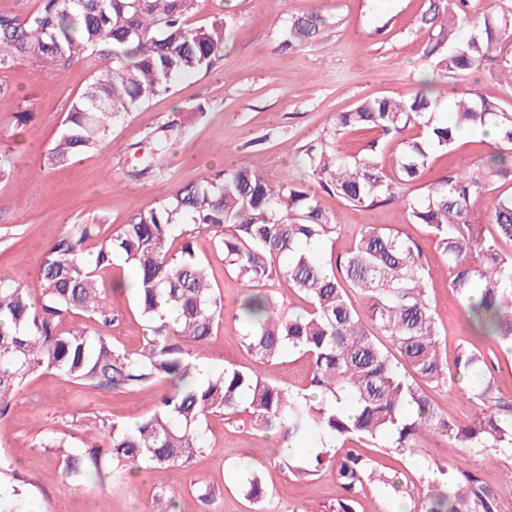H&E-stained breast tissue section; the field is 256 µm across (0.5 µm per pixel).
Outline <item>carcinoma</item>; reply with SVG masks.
I'll use <instances>...</instances> for the list:
<instances>
[{"label": "carcinoma", "mask_w": 512, "mask_h": 512, "mask_svg": "<svg viewBox=\"0 0 512 512\" xmlns=\"http://www.w3.org/2000/svg\"><path fill=\"white\" fill-rule=\"evenodd\" d=\"M470 0H428L419 17L432 38L422 50L431 78L407 96H376L334 115L332 129L305 145L302 166L319 186L363 212L397 203L422 224L454 270L455 294L472 332L512 352V194L492 198L481 218L472 199L512 183V109L485 91L465 92L441 111L433 84L454 88L484 69L490 79L512 84V13L491 6L475 16ZM199 0H40L24 21L0 17V69L21 55L67 68L88 55L103 66L69 106L43 168L66 164L106 144L116 122L170 89L180 76L209 71L223 56L232 29L223 18L190 29ZM325 24L313 12L288 20V46L308 44ZM497 131L498 152L481 171L455 170L422 183L433 157L446 154L464 130ZM171 120L150 135L152 148L139 173L161 166L166 144L179 132ZM353 130L378 134L364 152L342 147ZM105 220L67 224L43 254L40 295L23 284L0 288V422L23 384L41 370L79 385L106 390L156 392L155 411L130 428L95 416L96 441L61 454L65 475L81 483L122 475L129 462L148 467H185L200 453L199 427L209 415L243 413L258 431L281 435L288 446L272 449L279 465L309 477L335 469L343 497L329 512H355V496L367 483L414 498L400 472H382L352 446L388 442L413 454L429 432L452 448L512 453V401L495 397L484 355L467 346L454 361L488 411L462 425L439 415L416 379L439 383L450 375L440 352V330L429 296L430 272L420 245L397 230L368 224L352 250L317 261L319 247L340 233L333 214L300 185L268 183L244 167L224 168L174 188L133 214L121 229L103 234ZM215 230L210 245L224 253L225 267L249 289L239 308L240 344L258 367L201 368L181 342L203 346L223 318L208 269L197 248L203 229ZM180 241V248L172 250ZM96 242L94 265L85 244ZM120 257L132 273L145 320V344L131 357L100 332L118 320L100 271ZM274 288H291L304 302L297 312L272 299ZM366 300L358 310L350 295ZM73 315L70 329L60 324ZM387 343H382L380 337ZM308 357L312 377L305 392H292L263 375L260 366L287 353ZM349 444L342 455L327 441ZM246 496H267L249 465ZM449 476L452 491L418 497L419 512H498L490 491L461 467ZM20 494L24 480L0 464V482Z\"/></svg>", "instance_id": "obj_1"}]
</instances>
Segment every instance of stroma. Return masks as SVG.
<instances>
[{
    "mask_svg": "<svg viewBox=\"0 0 512 512\" xmlns=\"http://www.w3.org/2000/svg\"><path fill=\"white\" fill-rule=\"evenodd\" d=\"M424 5L425 0H201L189 26H204L217 17L230 18L233 26L224 55L212 70L179 78L171 92L155 96L115 124L103 151L49 170L42 167L44 156L69 104L85 90L99 63L90 56L57 70L32 56L16 58L0 71V86L7 90L0 98V151H10L16 162L12 176L0 181V287L23 283L38 291L41 258L65 225L99 216L112 233L175 187L225 165L248 167L269 183L287 177L315 193L340 226L334 253L347 252L366 224L394 228L415 239L430 266V297L443 358L454 361L459 347L476 344L498 395L512 400V354L494 341L473 340L460 303L448 288L452 270L426 228L411 223L398 205L359 211L320 191L297 164L305 145L331 128L336 113L367 97L416 88L425 69L422 49L431 37L417 22ZM314 10L326 18L318 36L309 45L281 49L288 17ZM18 112L32 113L31 122L18 124ZM174 118L184 120L186 130L170 140L164 173L128 178V170L138 163L136 144ZM482 152L471 134L460 135L452 152L435 156L427 181L477 167ZM202 252L224 311L209 343L198 350L197 362L210 372L229 363L254 367V358L239 343L243 327L233 318L244 288L226 271L222 253L207 246ZM101 276L121 315L108 334L114 345L136 355L145 344V321L133 293L120 288L131 274L117 258ZM266 371L292 391H305L310 384V364L298 354L283 356ZM422 389L438 414L460 423L472 420L482 408L461 379L426 383ZM155 407L154 396L146 392L80 386L52 372L32 376L0 422V461L28 481L22 512H144L159 494L175 498L178 512H327L342 495L330 469L298 478L279 466L268 451L282 446L281 437L255 430L242 415L209 416L200 430L203 451L189 467L156 469L140 463L122 478L102 484L66 483L58 449L39 445L42 438L58 436L80 448L95 436V415L129 424ZM364 453L379 470L402 471L421 489L437 478L438 468H466L491 489L500 512H512L510 455L452 448L436 435L420 437L410 459L384 448L368 447ZM243 462L261 472L269 491L265 502L246 498L236 475L237 464Z\"/></svg>",
    "mask_w": 512,
    "mask_h": 512,
    "instance_id": "1",
    "label": "stroma"
}]
</instances>
